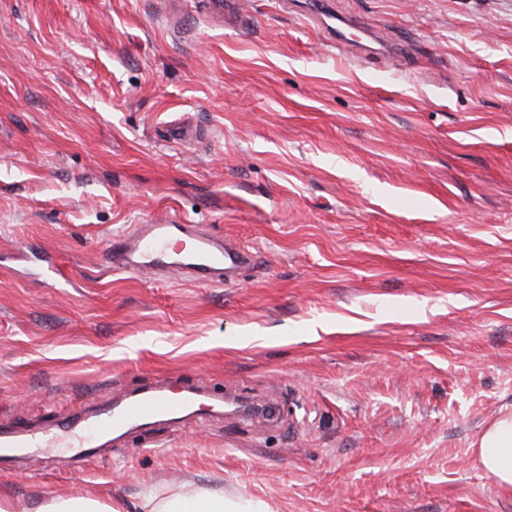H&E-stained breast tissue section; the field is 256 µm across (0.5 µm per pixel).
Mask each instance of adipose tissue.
Listing matches in <instances>:
<instances>
[{"mask_svg": "<svg viewBox=\"0 0 512 512\" xmlns=\"http://www.w3.org/2000/svg\"><path fill=\"white\" fill-rule=\"evenodd\" d=\"M477 454L483 469L498 485L512 491V414L487 427ZM138 507L140 512H258L252 502L228 500L218 492L188 486L171 493H147Z\"/></svg>", "mask_w": 512, "mask_h": 512, "instance_id": "adipose-tissue-1", "label": "adipose tissue"}]
</instances>
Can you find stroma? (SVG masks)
Here are the masks:
<instances>
[{
  "label": "stroma",
  "mask_w": 512,
  "mask_h": 512,
  "mask_svg": "<svg viewBox=\"0 0 512 512\" xmlns=\"http://www.w3.org/2000/svg\"><path fill=\"white\" fill-rule=\"evenodd\" d=\"M240 2L244 28L206 0H0V421L157 381L245 406L0 457V499L512 512L477 456L512 412V0H328L397 63ZM174 218L252 270H107L113 233ZM139 512H265L251 501L224 499V494L184 486L172 493L149 492L138 504Z\"/></svg>",
  "instance_id": "1"
}]
</instances>
